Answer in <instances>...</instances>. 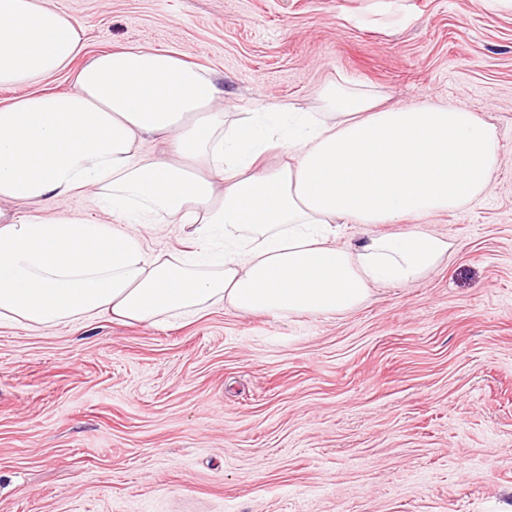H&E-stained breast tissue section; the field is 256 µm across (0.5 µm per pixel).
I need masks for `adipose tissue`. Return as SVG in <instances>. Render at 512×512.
Instances as JSON below:
<instances>
[{"label":"adipose tissue","mask_w":512,"mask_h":512,"mask_svg":"<svg viewBox=\"0 0 512 512\" xmlns=\"http://www.w3.org/2000/svg\"><path fill=\"white\" fill-rule=\"evenodd\" d=\"M82 50L80 27L49 0H0V87L23 91L0 105V319L156 323L222 304L347 313L372 285L441 264L450 242L409 221L480 197L497 167L495 129L476 113L383 107L344 84L320 89V113L281 103L227 119L211 74L171 50L102 52L73 91L38 89ZM147 135L168 138V156L139 152ZM276 149L287 162H266ZM87 190L112 223L47 214ZM160 220L190 229L192 255L146 252L142 231ZM345 224L365 230L340 246Z\"/></svg>","instance_id":"adipose-tissue-1"}]
</instances>
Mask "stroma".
Here are the masks:
<instances>
[{
    "instance_id": "35a3bbf8",
    "label": "stroma",
    "mask_w": 512,
    "mask_h": 512,
    "mask_svg": "<svg viewBox=\"0 0 512 512\" xmlns=\"http://www.w3.org/2000/svg\"><path fill=\"white\" fill-rule=\"evenodd\" d=\"M82 66L176 51L227 116L348 80L493 124L488 191L418 282L342 315L0 320V512H512V12L481 0H50Z\"/></svg>"
}]
</instances>
